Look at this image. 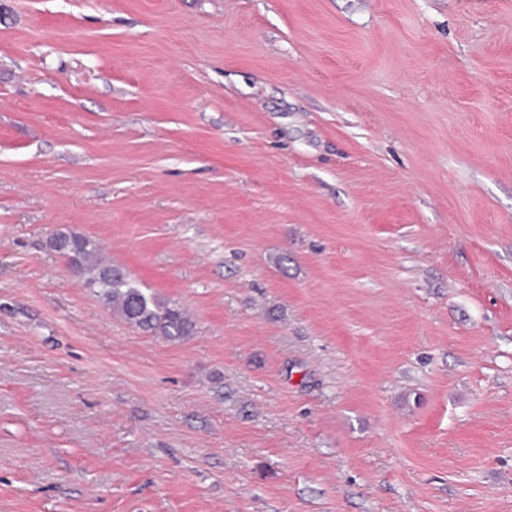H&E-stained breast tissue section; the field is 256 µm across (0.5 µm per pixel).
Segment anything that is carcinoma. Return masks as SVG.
Returning <instances> with one entry per match:
<instances>
[{"instance_id":"1","label":"carcinoma","mask_w":512,"mask_h":512,"mask_svg":"<svg viewBox=\"0 0 512 512\" xmlns=\"http://www.w3.org/2000/svg\"><path fill=\"white\" fill-rule=\"evenodd\" d=\"M70 271L84 278L86 287L112 313L128 325L153 334L181 340L192 324L177 304L143 287L122 266L107 260L101 246L75 232H58L49 241Z\"/></svg>"}]
</instances>
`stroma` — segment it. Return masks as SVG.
<instances>
[{"label":"stroma","mask_w":512,"mask_h":512,"mask_svg":"<svg viewBox=\"0 0 512 512\" xmlns=\"http://www.w3.org/2000/svg\"><path fill=\"white\" fill-rule=\"evenodd\" d=\"M0 512H512V0H0ZM70 271L84 278L96 297L128 325L153 334L181 340L192 324L184 311L144 288L122 266L107 260L101 246L75 232H57L49 241Z\"/></svg>","instance_id":"obj_1"}]
</instances>
